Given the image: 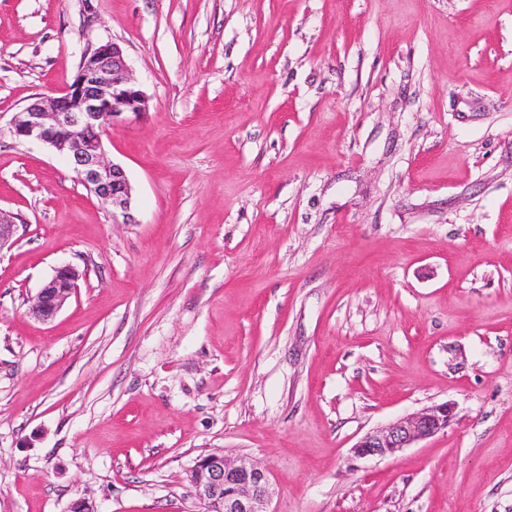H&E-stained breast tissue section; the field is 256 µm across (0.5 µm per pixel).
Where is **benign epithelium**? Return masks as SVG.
Wrapping results in <instances>:
<instances>
[{
    "label": "benign epithelium",
    "mask_w": 512,
    "mask_h": 512,
    "mask_svg": "<svg viewBox=\"0 0 512 512\" xmlns=\"http://www.w3.org/2000/svg\"><path fill=\"white\" fill-rule=\"evenodd\" d=\"M146 95L130 75L121 47L104 42L85 53L66 91L38 99L16 116L13 134L65 154L83 186L111 207L112 223L134 224L132 187L125 169L106 159L103 135L145 114ZM79 274L65 265L44 284L29 308L47 322L78 288ZM455 407L424 408L365 434L353 447L356 459L386 458L448 428ZM191 481L202 512H271L275 490L266 469L210 453L197 460Z\"/></svg>",
    "instance_id": "1"
}]
</instances>
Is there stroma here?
Returning <instances> with one entry per match:
<instances>
[{
    "label": "stroma",
    "instance_id": "obj_1",
    "mask_svg": "<svg viewBox=\"0 0 512 512\" xmlns=\"http://www.w3.org/2000/svg\"><path fill=\"white\" fill-rule=\"evenodd\" d=\"M106 41L132 224L12 134ZM0 211V512H199L214 451L274 512H512V0H0ZM79 274L72 267H59L33 300L28 313L34 318L51 321L78 288ZM455 407L442 403L424 408L365 434L353 447L355 459L386 458L448 428Z\"/></svg>",
    "mask_w": 512,
    "mask_h": 512
}]
</instances>
